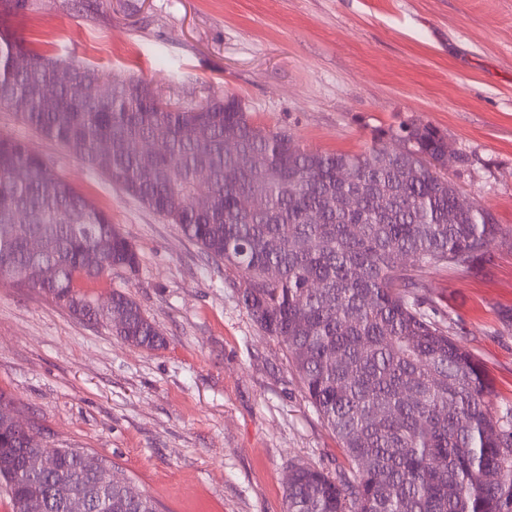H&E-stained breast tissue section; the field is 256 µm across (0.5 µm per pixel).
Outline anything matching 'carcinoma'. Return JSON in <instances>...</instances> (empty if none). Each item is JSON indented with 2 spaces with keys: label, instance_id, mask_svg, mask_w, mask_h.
I'll use <instances>...</instances> for the list:
<instances>
[{
  "label": "carcinoma",
  "instance_id": "cac0c4a2",
  "mask_svg": "<svg viewBox=\"0 0 512 512\" xmlns=\"http://www.w3.org/2000/svg\"><path fill=\"white\" fill-rule=\"evenodd\" d=\"M26 58L23 70L14 67ZM73 67L77 84L112 82L105 103L62 87L41 88L56 69ZM145 81L63 62L27 49L0 30V108L54 139L91 169L180 227L210 260L241 274L239 302L279 338L309 404L335 434L348 462L335 477L293 466L286 512H512V404L495 405L478 361L451 337L445 315L425 294L431 270L480 271L503 237L492 210L458 205L448 180L446 137L429 124L396 131L401 150L374 134L359 153L322 152L256 126L232 107L195 112L154 98ZM241 152L224 155V134ZM167 142L145 169L140 145ZM111 150L100 160L97 149ZM211 181L196 205L195 175ZM235 169L238 178L225 179ZM351 173L346 180L343 174ZM356 196L359 206L346 200ZM250 197L253 207L240 209ZM43 252H30L29 240ZM105 265H84L88 248ZM55 275L43 276V266ZM133 246L89 199L25 144L0 136V276L51 296L72 314L105 323L129 345L158 349L165 340L128 294L114 290L110 312L83 289L116 267L136 271ZM34 445L0 417V486L9 512L40 497L45 512H157L145 494L96 483L82 449L52 457L33 473Z\"/></svg>",
  "mask_w": 512,
  "mask_h": 512
}]
</instances>
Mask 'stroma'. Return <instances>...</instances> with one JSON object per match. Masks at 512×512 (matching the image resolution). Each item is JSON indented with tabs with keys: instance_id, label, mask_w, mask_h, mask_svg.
<instances>
[{
	"instance_id": "stroma-1",
	"label": "stroma",
	"mask_w": 512,
	"mask_h": 512,
	"mask_svg": "<svg viewBox=\"0 0 512 512\" xmlns=\"http://www.w3.org/2000/svg\"><path fill=\"white\" fill-rule=\"evenodd\" d=\"M37 53L145 80L193 106L242 100L261 128L323 152L379 130L435 126L465 158L447 176L512 231V0H27L4 20ZM26 144L132 243L96 297L127 292L165 339L134 348L105 324L0 280V391L48 446L83 448L159 512H285L291 467H347L283 343L237 298V276L60 143L0 109ZM479 274L433 271L430 294L512 402V246Z\"/></svg>"
}]
</instances>
